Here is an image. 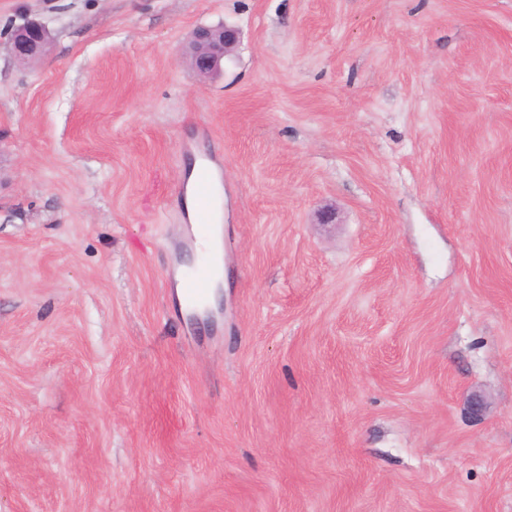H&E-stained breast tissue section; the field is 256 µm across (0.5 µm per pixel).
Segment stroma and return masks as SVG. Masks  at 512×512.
I'll return each mask as SVG.
<instances>
[{
  "instance_id": "obj_1",
  "label": "stroma",
  "mask_w": 512,
  "mask_h": 512,
  "mask_svg": "<svg viewBox=\"0 0 512 512\" xmlns=\"http://www.w3.org/2000/svg\"><path fill=\"white\" fill-rule=\"evenodd\" d=\"M0 512H512V0H0ZM49 40L50 31L44 24L25 20L11 29L8 47L17 63L28 65L43 54ZM239 38V31L233 26L199 27L192 33L187 62L198 76L208 78L220 71L224 58L232 55ZM194 172L195 175L194 177L192 176L193 180L190 189H188V184H186L183 188V192L187 197L189 194L191 195L193 201L188 198L191 209H193L194 202L200 210H205L210 216L216 199L214 172L205 160L198 165L197 169H194L193 174ZM199 231L207 234L210 231L209 224L205 228L199 229ZM195 248L200 256L210 253L217 255L219 265L210 279V261L207 257H203L198 268L185 275L183 281L184 295L188 301L193 302L200 299L206 293L204 304L213 305L217 295V286L224 277V260L220 259L219 253L217 254L215 239L210 234H207L204 238H199ZM208 282L209 286L207 289Z\"/></svg>"
}]
</instances>
